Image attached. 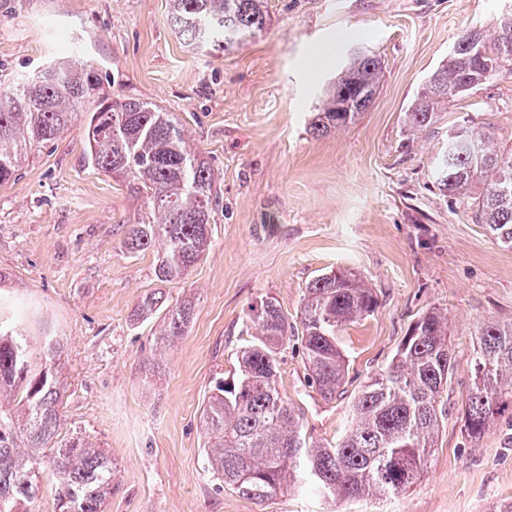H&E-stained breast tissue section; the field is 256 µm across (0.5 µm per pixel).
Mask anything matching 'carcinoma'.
I'll return each instance as SVG.
<instances>
[{"instance_id":"cac0c4a2","label":"carcinoma","mask_w":512,"mask_h":512,"mask_svg":"<svg viewBox=\"0 0 512 512\" xmlns=\"http://www.w3.org/2000/svg\"><path fill=\"white\" fill-rule=\"evenodd\" d=\"M180 34L199 50L233 51L268 24L266 0H170ZM503 73L512 74V5L492 32L469 29L424 81L405 112L412 130L428 128L450 101ZM383 75L378 57L352 50L323 92L309 130L324 136L353 123L372 104ZM107 74L92 62L64 56L31 77L0 89V186L13 183L33 146L57 141L86 114L84 160L122 181L139 203L125 225L129 254L160 242L154 280L179 283L210 242L220 202L211 162L188 138L176 113L106 91ZM435 158L438 189L466 201L473 221L512 249V148H496L492 133L471 125ZM301 347L308 381L336 399L348 371L339 332L375 310L371 288L347 268L306 286ZM195 304L186 297L164 307L156 288L140 299L135 320L163 314L152 334L153 374L184 335ZM251 340L237 351L232 377L214 379L200 419L205 468L241 495L264 502L287 489L313 487L325 498L392 496L413 485L439 433L440 398L453 375L447 317L425 312L390 363L368 377L353 404L354 425L334 448L305 432L301 413L277 387L278 354L296 335L278 301L267 297L247 314ZM35 363L23 332L0 323V512H30L42 483L54 490L53 512H105L112 495V458L81 436L60 437L65 387L63 339L44 331ZM464 432L479 441L496 417L512 409V323L488 322L472 354Z\"/></svg>"}]
</instances>
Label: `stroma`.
<instances>
[{"mask_svg":"<svg viewBox=\"0 0 512 512\" xmlns=\"http://www.w3.org/2000/svg\"><path fill=\"white\" fill-rule=\"evenodd\" d=\"M269 25L242 48L186 47L170 0H0V80L33 73L60 38L111 77L116 96L159 104L182 121L219 176L210 246L170 301L195 300L185 336L162 373L140 364L152 321L131 313L156 288L155 250L129 256L124 225L136 204L83 161L84 116L37 147L0 188V322L21 327L32 351L62 336L64 429L105 448L112 496L105 512H490L512 501V416L479 442L464 433L470 353L483 324L512 322V249L467 207L444 196L432 166L450 129L491 125L512 146V74L449 103L436 124L410 131L405 111L458 34L485 28L503 0H267ZM383 62L372 106L334 133L307 124L350 49ZM357 271L377 299L340 333L348 374L323 401L306 378L299 339L280 356L279 386L315 440L335 445L352 401L423 313L448 318L455 370L423 477L399 495L327 500L291 490L259 504L204 468L200 415L211 382L232 374L246 313L274 297L299 324L307 283Z\"/></svg>","mask_w":512,"mask_h":512,"instance_id":"stroma-1","label":"stroma"}]
</instances>
